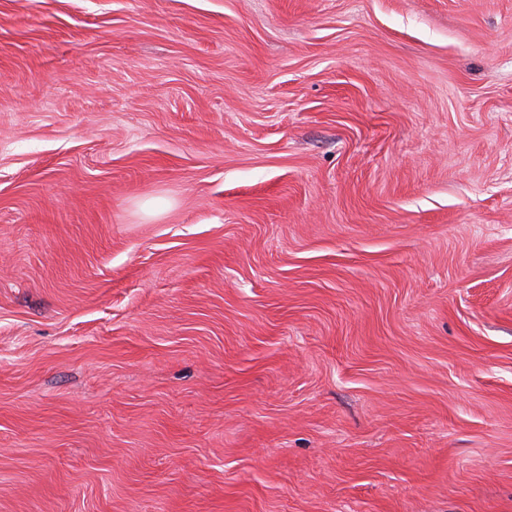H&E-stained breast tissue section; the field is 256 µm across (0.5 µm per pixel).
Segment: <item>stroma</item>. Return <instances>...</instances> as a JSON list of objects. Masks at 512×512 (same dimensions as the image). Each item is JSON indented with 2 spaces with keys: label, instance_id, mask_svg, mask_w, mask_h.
<instances>
[{
  "label": "stroma",
  "instance_id": "1",
  "mask_svg": "<svg viewBox=\"0 0 512 512\" xmlns=\"http://www.w3.org/2000/svg\"><path fill=\"white\" fill-rule=\"evenodd\" d=\"M0 512H512V0H0Z\"/></svg>",
  "mask_w": 512,
  "mask_h": 512
}]
</instances>
